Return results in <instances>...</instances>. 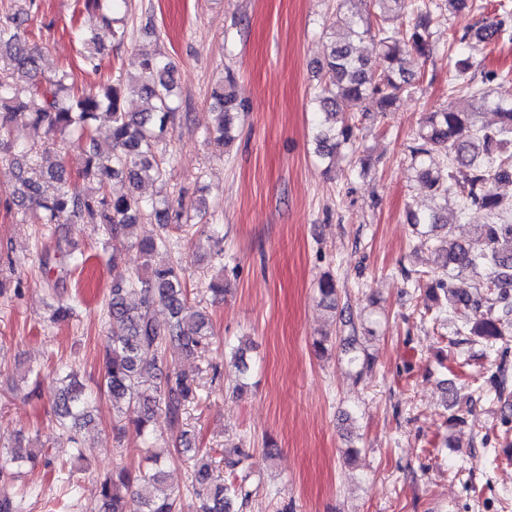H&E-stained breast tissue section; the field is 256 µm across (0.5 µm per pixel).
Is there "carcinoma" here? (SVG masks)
<instances>
[{
	"instance_id": "cac0c4a2",
	"label": "carcinoma",
	"mask_w": 512,
	"mask_h": 512,
	"mask_svg": "<svg viewBox=\"0 0 512 512\" xmlns=\"http://www.w3.org/2000/svg\"><path fill=\"white\" fill-rule=\"evenodd\" d=\"M127 6V0H84V7L95 21L105 27L115 22L114 11ZM437 0H336V21L325 27L331 38L327 53L317 62L318 88L312 104L314 111L335 119L331 126H319L315 135L316 154L328 167L335 165L336 155L353 145L357 126L355 113L372 97L379 111L390 112L403 94L409 93L414 75L402 65L403 55L414 51L427 56L433 51V30L443 13ZM28 13L27 0L12 14L0 16V62L8 68L0 71V131L15 116L14 110L30 108L32 126L48 134L69 135L81 146L79 177L93 179L105 187L121 177L128 182V193H107L91 198L75 187L64 162L48 153L41 156L38 169L30 172L18 168L20 203L31 211L40 224H52L62 213H69L85 224H101L108 233L104 249L112 250V265H117L122 250L133 239V229L144 219H153L162 227L179 220L183 203L173 205L166 196L146 199L138 190L144 182H162L166 176L164 159L157 155L165 140L168 123L177 106L172 100L175 89L173 65L155 53L140 54V76L136 81L99 85L89 91L75 90L66 70L47 75L39 67V50L21 31V16ZM512 27V13L480 26L474 35L495 43ZM82 49L84 65L98 71L101 51L89 27L71 30ZM370 37L376 42L384 63L382 70L354 54L351 37ZM448 104L427 113L417 136L409 147L416 175L430 193L453 195L461 212H485L490 222L481 225L474 246L446 241L435 248L439 262L428 285L433 304L428 311L443 312L461 304L475 316L463 329L493 345L503 336L505 324L512 317V220L500 210V185L512 183V99L491 96L490 91L475 84L480 65L454 56L447 57ZM467 90L480 104L461 109L453 101L455 93ZM139 97L147 107L129 112L124 103ZM213 108L220 117L243 111L234 92L219 87L213 91ZM493 112L497 125L485 126L479 117ZM112 119V139L100 146L93 135L94 122L100 114ZM446 162L447 175L442 178L429 167L434 156ZM143 259L142 273L119 274L112 281L108 314L121 329L112 334L106 346L103 393L112 402L118 416L132 407L139 410L129 421L133 433L142 443L151 440L149 423L154 413H163L170 428L184 424L190 405L197 402L195 377L173 367L163 369L158 361L175 347L187 357L204 352L212 336L209 315L191 304L182 269L155 262L160 250L170 248V239L159 236L137 242ZM70 243L58 247V259L44 257L41 271L48 285L57 289L60 278L86 264L88 257L69 249ZM469 269L481 275L474 290L459 288L454 272ZM318 293L329 310H336V279L324 274L318 280ZM138 302H129V296ZM168 317H155L156 308ZM78 372L71 370L60 378L54 401V413L60 425L72 433L75 457L87 459L91 449L79 438L82 428L93 422L90 400ZM23 436H14V445L6 448L9 462L17 467H35L31 454L19 451ZM192 487L200 500L199 512H236L234 506L245 505L252 497L246 479L224 484L214 475L207 456L193 454ZM147 465L135 469L121 468L99 479L101 512H128L127 496L133 495L137 512H177V501L166 484L162 453L145 457ZM13 473L0 466V512H24L21 501L7 491Z\"/></svg>"
}]
</instances>
